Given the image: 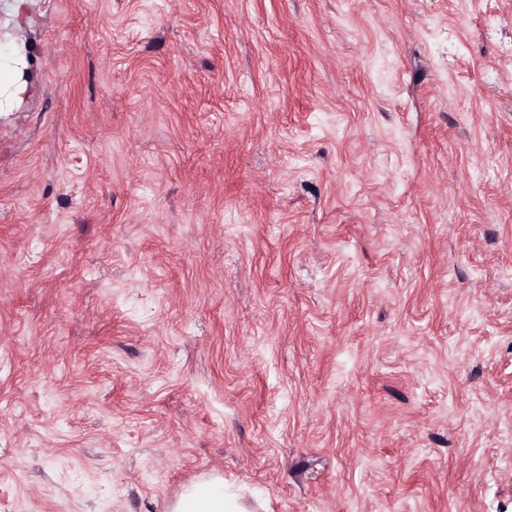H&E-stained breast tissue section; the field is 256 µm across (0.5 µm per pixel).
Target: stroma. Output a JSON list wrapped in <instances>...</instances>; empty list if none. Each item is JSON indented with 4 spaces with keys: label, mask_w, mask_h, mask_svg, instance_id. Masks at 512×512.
Instances as JSON below:
<instances>
[{
    "label": "stroma",
    "mask_w": 512,
    "mask_h": 512,
    "mask_svg": "<svg viewBox=\"0 0 512 512\" xmlns=\"http://www.w3.org/2000/svg\"><path fill=\"white\" fill-rule=\"evenodd\" d=\"M512 0H0V512H512ZM170 512H250L224 490V480L211 477L188 486L170 506Z\"/></svg>",
    "instance_id": "obj_1"
}]
</instances>
